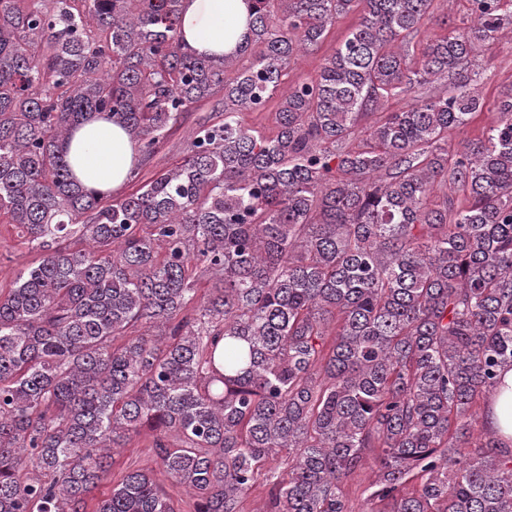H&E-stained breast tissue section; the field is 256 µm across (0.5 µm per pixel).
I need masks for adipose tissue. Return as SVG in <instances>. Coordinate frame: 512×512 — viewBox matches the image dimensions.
Segmentation results:
<instances>
[{
    "instance_id": "obj_1",
    "label": "adipose tissue",
    "mask_w": 512,
    "mask_h": 512,
    "mask_svg": "<svg viewBox=\"0 0 512 512\" xmlns=\"http://www.w3.org/2000/svg\"><path fill=\"white\" fill-rule=\"evenodd\" d=\"M250 14L249 0H183L180 28L196 54L221 56L236 49ZM68 158L84 187L116 194L140 163L141 153L120 126L93 114L72 139Z\"/></svg>"
}]
</instances>
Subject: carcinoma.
Returning <instances> with one entry per match:
<instances>
[{
	"instance_id": "1",
	"label": "carcinoma",
	"mask_w": 512,
	"mask_h": 512,
	"mask_svg": "<svg viewBox=\"0 0 512 512\" xmlns=\"http://www.w3.org/2000/svg\"><path fill=\"white\" fill-rule=\"evenodd\" d=\"M252 2L236 51L198 56L181 0H0V223L39 255L0 289V512H180L162 477L194 512L260 488L266 512H349L370 463L371 512H512V449L475 410L512 366V93L449 143L512 0L422 39L434 0ZM350 14L275 130L244 125ZM203 105L168 167L79 185L90 114L150 159ZM133 435L155 467L88 508ZM446 87V81L444 79L436 80L431 84H427L423 87L415 88L411 93L400 99H392L386 103L382 108L378 109L379 112H397L402 109L408 108L409 105L415 102L418 97L425 96L427 94H436L442 91Z\"/></svg>"
}]
</instances>
